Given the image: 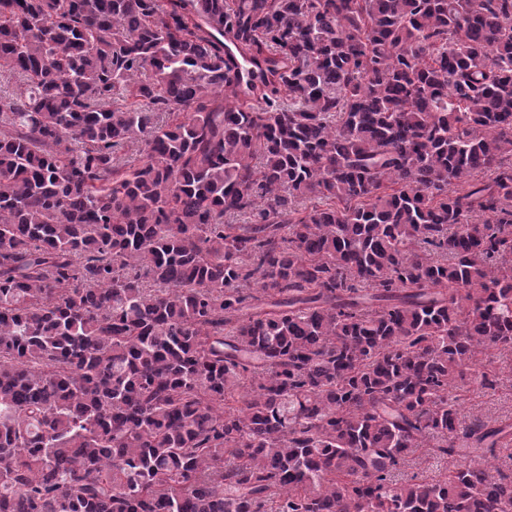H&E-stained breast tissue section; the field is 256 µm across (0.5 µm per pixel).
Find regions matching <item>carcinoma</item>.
<instances>
[{"label": "carcinoma", "instance_id": "obj_1", "mask_svg": "<svg viewBox=\"0 0 512 512\" xmlns=\"http://www.w3.org/2000/svg\"><path fill=\"white\" fill-rule=\"evenodd\" d=\"M3 74L0 512H512V0H0ZM487 361L497 371L500 377L498 388L483 394L477 385L471 383L470 376L459 380L458 385L467 392L470 398L461 408L462 421L467 423L473 415H478L486 421L501 418H512V350L491 349ZM429 448H421L415 457L419 456V459L409 461L400 468V476L407 478L416 472L423 470L428 475H434L438 471H444L448 467V459L436 457L434 455L427 454Z\"/></svg>", "mask_w": 512, "mask_h": 512}]
</instances>
